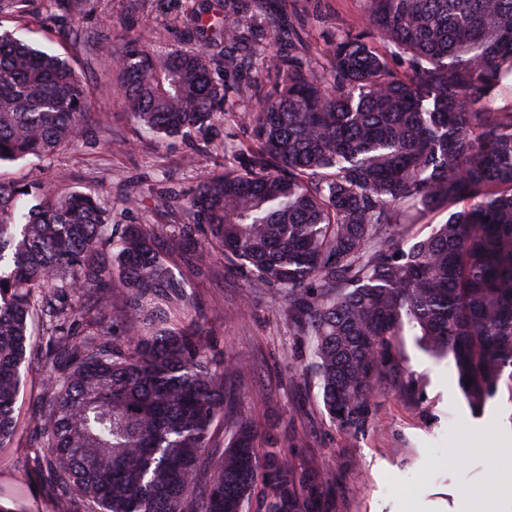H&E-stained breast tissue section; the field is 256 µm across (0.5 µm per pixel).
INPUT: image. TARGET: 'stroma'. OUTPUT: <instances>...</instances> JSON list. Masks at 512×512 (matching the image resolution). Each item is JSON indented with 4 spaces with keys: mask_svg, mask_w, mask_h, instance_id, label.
<instances>
[{
    "mask_svg": "<svg viewBox=\"0 0 512 512\" xmlns=\"http://www.w3.org/2000/svg\"><path fill=\"white\" fill-rule=\"evenodd\" d=\"M317 17L306 29L311 44L357 22L360 0H317ZM194 0H90L79 25L49 10L46 0H30L26 37L36 46L65 56L81 73L94 99V114L77 149L43 161L0 165V178H37L51 190L95 192L112 210L116 224L164 225L176 238L185 217L178 203L143 207L139 195L155 185L183 196L192 192L230 146L246 145L251 131L241 107L225 113L207 132L191 131L166 141L142 137L123 107L119 80H107L102 66L119 57L130 39L167 47L194 48ZM124 140L114 151V140ZM190 243L170 249L174 271L191 293L212 354L224 363L244 362L251 372L225 382L228 401L215 436L241 416L260 437H272L297 469L316 470L327 482L319 512H459L464 490L480 494L492 470L512 471V381L501 380L496 394L472 409L446 360L425 351L411 332L398 336L400 371L371 396L373 417L358 431L332 423L324 410L306 339L294 336L285 299L273 288L255 290L228 270L221 253L208 269L190 266ZM15 409L17 441L0 450V485L25 486L29 496L49 506L52 490L20 464L32 431L33 403L43 373L30 364ZM467 449L465 462L456 453Z\"/></svg>",
    "mask_w": 512,
    "mask_h": 512,
    "instance_id": "obj_1",
    "label": "stroma"
}]
</instances>
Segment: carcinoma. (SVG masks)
I'll list each match as a JSON object with an SVG mask.
<instances>
[{"label": "carcinoma", "instance_id": "1", "mask_svg": "<svg viewBox=\"0 0 512 512\" xmlns=\"http://www.w3.org/2000/svg\"><path fill=\"white\" fill-rule=\"evenodd\" d=\"M27 0H0V163L76 147L92 108L75 67L22 34ZM88 0H49L74 24ZM267 0L200 3L193 50L132 44L108 65L141 133L207 128L246 111L252 140L185 200L184 239L200 271L214 250L251 288L274 286L313 347L329 418L357 431L375 385L396 376L395 339L409 328L451 356L469 403L512 380V105L489 102L512 79V0H364L361 20L326 36L306 16L268 25ZM224 73L212 75L216 58ZM424 238L395 230L437 211ZM157 224H114L98 195L0 179V448L18 432L28 355L39 354L27 463L53 512H315L326 481L288 465L240 418L221 458L205 453L223 415L221 366L203 331L183 325L193 298ZM120 301L132 333L114 332ZM471 385H466L467 379ZM0 512H40L0 488Z\"/></svg>", "mask_w": 512, "mask_h": 512}]
</instances>
